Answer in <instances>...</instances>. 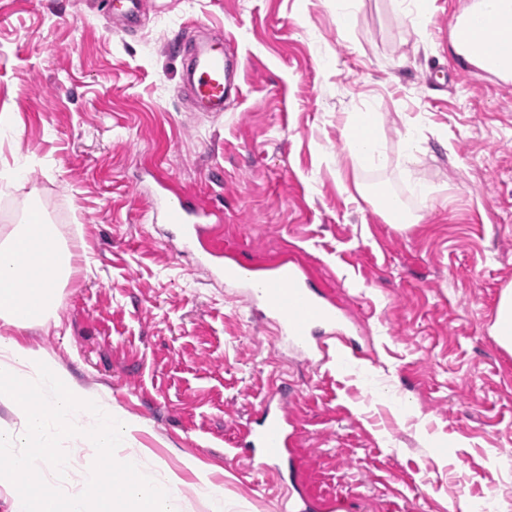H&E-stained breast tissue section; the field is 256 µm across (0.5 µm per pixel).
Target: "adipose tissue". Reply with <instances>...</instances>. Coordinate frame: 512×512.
Masks as SVG:
<instances>
[{
  "instance_id": "1",
  "label": "adipose tissue",
  "mask_w": 512,
  "mask_h": 512,
  "mask_svg": "<svg viewBox=\"0 0 512 512\" xmlns=\"http://www.w3.org/2000/svg\"><path fill=\"white\" fill-rule=\"evenodd\" d=\"M512 28V0H472L451 32L455 53L495 74L512 80V50L493 53L487 34ZM372 112L349 114L346 145L357 164L384 166ZM76 272L75 254L57 225L34 215L16 225L0 242V322L16 330L44 324L54 315L59 294Z\"/></svg>"
}]
</instances>
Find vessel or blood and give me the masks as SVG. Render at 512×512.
<instances>
[{
    "mask_svg": "<svg viewBox=\"0 0 512 512\" xmlns=\"http://www.w3.org/2000/svg\"><path fill=\"white\" fill-rule=\"evenodd\" d=\"M151 7L152 0H106L105 15L132 24ZM240 66L229 40L193 43L186 83L193 105L204 112L226 111L231 95L241 90ZM153 180L157 186L150 198L153 218L176 228L184 250L194 255L198 267L240 288L275 324L279 339L311 358L325 351L318 335L332 338L348 329V319L331 290L316 281L301 259L290 255L275 258L266 264V273L261 276L253 260L222 256L210 243L212 227L221 222V215L194 197L174 192L164 174H154ZM291 424L286 398L272 393L225 457L232 461L246 458L256 472L288 473L294 512H315L317 498L304 480L307 462L295 446Z\"/></svg>",
    "mask_w": 512,
    "mask_h": 512,
    "instance_id": "vessel-or-blood-1",
    "label": "vessel or blood"
}]
</instances>
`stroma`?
Returning a JSON list of instances; mask_svg holds the SVG:
<instances>
[{
  "label": "stroma",
  "instance_id": "35a3bbf8",
  "mask_svg": "<svg viewBox=\"0 0 512 512\" xmlns=\"http://www.w3.org/2000/svg\"><path fill=\"white\" fill-rule=\"evenodd\" d=\"M111 26L95 0H0V240L38 205L80 255L56 322L25 342L131 425L143 463L224 512H289L275 476L228 461L288 382L308 483L365 512H512V353L493 324L512 287V82L461 66L470 0H166ZM232 38L242 93L221 114L178 98L183 24ZM374 112L387 163L357 165L348 113ZM420 148L402 163L403 134ZM220 208L224 251H287L334 288L360 346L306 361L246 297L156 224L141 169ZM431 188L421 196L417 185ZM364 199H355L357 189ZM419 215L405 229L377 208Z\"/></svg>",
  "mask_w": 512,
  "mask_h": 512
}]
</instances>
